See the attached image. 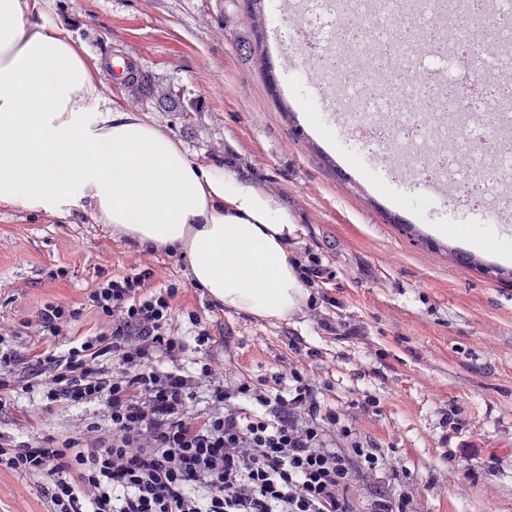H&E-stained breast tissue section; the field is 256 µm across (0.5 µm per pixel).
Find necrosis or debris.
Segmentation results:
<instances>
[{
  "instance_id": "obj_1",
  "label": "necrosis or debris",
  "mask_w": 512,
  "mask_h": 512,
  "mask_svg": "<svg viewBox=\"0 0 512 512\" xmlns=\"http://www.w3.org/2000/svg\"><path fill=\"white\" fill-rule=\"evenodd\" d=\"M303 24L291 30L306 84L330 89L357 127V142L378 162L423 182L448 183L451 201L478 208L491 222L512 214V109L490 89L497 75L512 69V55L489 48L481 54L447 44L403 57V64L437 74L454 87L455 101L427 107L425 96L408 91L392 97L396 69L343 73L337 55H348L334 37L335 0H300ZM463 0H351L348 16L402 20L445 34L441 21L460 15Z\"/></svg>"
}]
</instances>
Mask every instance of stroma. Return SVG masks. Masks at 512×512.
<instances>
[{
	"instance_id": "1",
	"label": "stroma",
	"mask_w": 512,
	"mask_h": 512,
	"mask_svg": "<svg viewBox=\"0 0 512 512\" xmlns=\"http://www.w3.org/2000/svg\"><path fill=\"white\" fill-rule=\"evenodd\" d=\"M25 22L70 35L113 105L148 116L192 161L252 177L294 216L295 247L329 261L334 317L351 335H329L301 311L263 321L227 309L220 324L236 363L266 373L289 339H299L312 351L299 365L314 384H331L330 403L361 435L391 449L394 468L416 474L420 512H512V278L450 260L439 241L410 236L405 226H449L472 241L484 215L434 201L420 180L365 162L335 115L314 102L297 100L296 117L283 115L278 97L297 74L281 51L270 59L274 80L253 65L243 0H39ZM115 55L133 57L154 83L179 91L183 111H159L108 80L106 61ZM140 264L160 283L180 270L178 257L132 244L87 203L60 213L1 209L0 326L46 299L79 304L98 271L124 274ZM55 265L68 277L49 280ZM368 396L377 407L351 408ZM454 407L465 432L497 458L472 481L443 461L457 442L443 423ZM79 417L56 410L35 420L20 406L6 420L27 433H52ZM43 510L35 481L0 475V512Z\"/></svg>"
}]
</instances>
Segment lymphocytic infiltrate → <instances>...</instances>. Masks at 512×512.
<instances>
[{
    "label": "lymphocytic infiltrate",
    "mask_w": 512,
    "mask_h": 512,
    "mask_svg": "<svg viewBox=\"0 0 512 512\" xmlns=\"http://www.w3.org/2000/svg\"><path fill=\"white\" fill-rule=\"evenodd\" d=\"M293 261L306 312L338 334L323 258ZM155 277L100 272L80 306L48 301L0 327V414L37 394L43 410L86 411L57 434L0 427V473L35 479L46 512H417L412 473L307 379L299 341L277 371L217 372L215 319L181 305L184 278ZM87 312L97 326L58 350Z\"/></svg>",
    "instance_id": "obj_1"
}]
</instances>
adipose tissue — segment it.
<instances>
[{
    "label": "adipose tissue",
    "instance_id": "obj_1",
    "mask_svg": "<svg viewBox=\"0 0 512 512\" xmlns=\"http://www.w3.org/2000/svg\"><path fill=\"white\" fill-rule=\"evenodd\" d=\"M32 0H0V208L54 210L88 201L101 223L145 245L177 246L196 283L263 320L299 311L308 292L287 243V207L249 177L189 160L139 112L106 99L83 49L60 32L25 29Z\"/></svg>",
    "mask_w": 512,
    "mask_h": 512
}]
</instances>
